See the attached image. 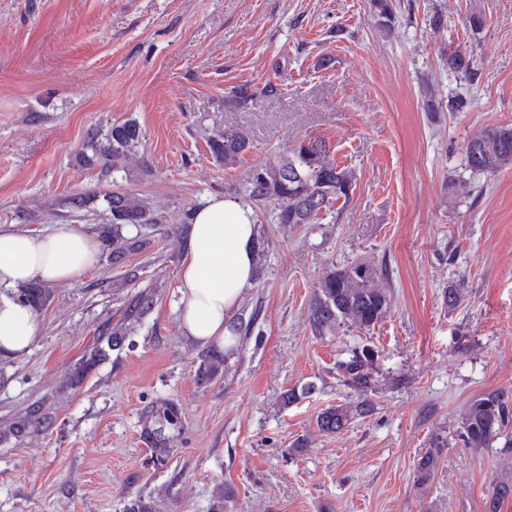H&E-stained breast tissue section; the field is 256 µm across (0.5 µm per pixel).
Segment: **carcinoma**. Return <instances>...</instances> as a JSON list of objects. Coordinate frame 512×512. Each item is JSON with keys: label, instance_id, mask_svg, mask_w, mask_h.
<instances>
[{"label": "carcinoma", "instance_id": "1", "mask_svg": "<svg viewBox=\"0 0 512 512\" xmlns=\"http://www.w3.org/2000/svg\"><path fill=\"white\" fill-rule=\"evenodd\" d=\"M372 14L382 28L390 27L394 19L393 0H370ZM448 69L469 76L474 72L473 58L462 50L448 55ZM277 95V85L269 83L259 91L242 84L231 91L224 103L230 107L246 108L260 97ZM141 128L137 121L128 119L112 124L107 131L88 130L83 150L78 160L85 166H98L103 170L118 172L124 168L141 141ZM211 154L224 166H234L248 151L246 137L233 129L211 135L208 139ZM467 168L473 174L492 175L512 167V126H483L465 142ZM356 176L331 159V151L321 139H303L288 149L274 165L258 164L248 169L235 192L254 208L271 207L270 220L275 224H319L331 215L337 216L335 205L347 206L355 189ZM98 195L75 194L63 200L62 205L74 213L96 211ZM107 204L106 221L99 225V238L104 248L118 259L132 252H139L152 244L149 234H125L132 227L147 228L161 223L152 210L139 199L119 191L104 195ZM381 271L366 260L328 268L318 283L310 300L308 320L314 335L333 336L343 326L369 329L381 322L387 312L388 295L378 287ZM23 301L35 309L48 300L47 289L34 284L21 291ZM464 297L459 283H451L443 290V301L448 309L456 308ZM153 298L139 295L129 306L127 319H139L147 314ZM375 351L363 345L347 350V356L336 362V372L343 385L360 391L355 402L330 406L316 418L318 431L335 434L355 418L372 415L376 402L370 396L375 390ZM199 377L210 380L224 372V357L206 354L200 362ZM316 383L307 381L289 389L284 394L287 405L311 395ZM43 425V420L28 413L8 427L0 430V440L23 437ZM182 425V411L177 402L166 400L153 407L145 423L143 439L151 448L156 464H164L170 456L168 429ZM457 437L467 448L479 451L497 448L512 454V394L504 390H491L474 396L468 403L459 426ZM448 448V433L432 436L430 448L422 455L416 467L417 483H428L438 469L442 455ZM511 498L512 480H494L487 492V512H497L498 505Z\"/></svg>", "mask_w": 512, "mask_h": 512}]
</instances>
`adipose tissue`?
Segmentation results:
<instances>
[{
	"mask_svg": "<svg viewBox=\"0 0 512 512\" xmlns=\"http://www.w3.org/2000/svg\"><path fill=\"white\" fill-rule=\"evenodd\" d=\"M258 238L251 207L233 196H214L194 209L179 269L177 309L186 338L235 351L233 316L254 282ZM100 251L99 239L82 230L0 224V357L23 356L38 335V314L20 302L19 289L76 282L95 269Z\"/></svg>",
	"mask_w": 512,
	"mask_h": 512,
	"instance_id": "ef3b65f1",
	"label": "adipose tissue"
}]
</instances>
